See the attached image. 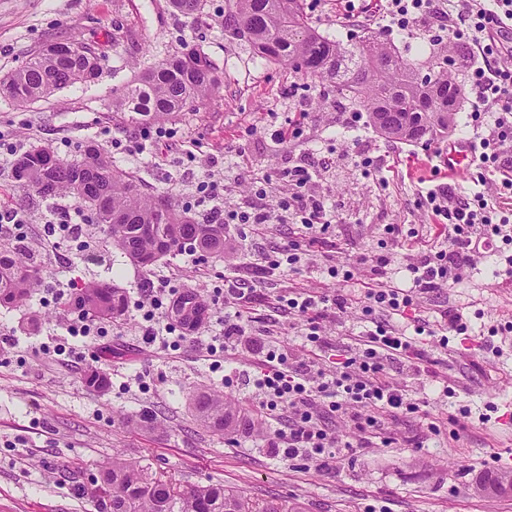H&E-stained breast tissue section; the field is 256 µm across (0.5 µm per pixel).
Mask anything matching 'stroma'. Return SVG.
Masks as SVG:
<instances>
[{
  "label": "stroma",
  "instance_id": "stroma-1",
  "mask_svg": "<svg viewBox=\"0 0 512 512\" xmlns=\"http://www.w3.org/2000/svg\"><path fill=\"white\" fill-rule=\"evenodd\" d=\"M360 3L363 17L356 23L344 18L346 0H305V7L322 35L345 43L378 36L423 74L433 57L448 55L457 81L465 82L474 54L468 42L447 48L427 36L389 31L382 0ZM205 13L204 23L195 25L173 13L168 0H0V78L24 67L39 47L73 36L101 57L93 82L23 106L0 96V215H25L33 228L26 251L49 274L47 287L26 304L0 305V512H95L91 482L118 452L186 488L219 482L254 500L299 504L303 512H512V495L494 497L478 488L485 474L512 471V333L505 330L512 323V277L492 278L489 253L479 252L459 282L413 299L416 316L434 329L444 311L462 313L467 336H450L445 346L426 338L421 375L385 365L387 377L407 385L411 398L427 401V414L400 415L366 448L350 422L325 417L355 449L338 463L315 467L281 461L268 448L273 428L249 381L258 356L240 350L237 371L228 375L206 351L225 317L235 313L224 302L225 279L250 278L275 247L294 239L297 225H281L271 238L228 224L233 257L184 250L147 270L105 245L92 224L90 249L62 254L47 244L42 226L56 201L22 200L11 178L14 159L34 147L68 163L79 159L86 140H95L110 160L137 174L145 193H170L197 219L206 208L200 183L223 186L225 210L240 211L255 200V177H265L272 202L288 191L284 168L313 170L310 188L335 219L314 242L302 243L298 270L279 268L257 284L243 316L249 336L300 360L312 348L305 323L285 322L275 309L288 284L346 296L352 285L329 282L325 268L357 264L366 273L370 261L384 256L390 277L408 285L404 236L433 221L419 204L422 193L446 185L462 195L480 190L475 168L452 177L444 163L449 143L474 134L469 102H461L445 137L418 143L385 138L358 105L322 97L306 76L225 36L224 0H207ZM186 43L207 54L222 86L156 124L113 121L112 100L123 87ZM160 128L165 137H157ZM392 224L402 236L389 233ZM148 278L169 281L178 293L197 291L209 306L206 324L192 334L176 330L172 347H147L137 303ZM91 279L125 288L124 321L106 323L105 335L88 339L70 357L44 355L43 346L67 338L68 311L53 301V290ZM36 312L41 324L25 330ZM92 368L107 376V391L86 386ZM442 379L454 391L445 404L436 400ZM201 390L223 393L253 427L210 433L192 409Z\"/></svg>",
  "mask_w": 512,
  "mask_h": 512
}]
</instances>
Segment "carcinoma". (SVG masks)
I'll list each match as a JSON object with an SVG mask.
<instances>
[{"mask_svg": "<svg viewBox=\"0 0 512 512\" xmlns=\"http://www.w3.org/2000/svg\"><path fill=\"white\" fill-rule=\"evenodd\" d=\"M224 32L247 42L256 55L283 63L309 75L332 92H347L367 112L374 126L391 139L419 142L448 132L460 106L463 89L442 64L424 76L387 43L366 38L343 44L320 34L310 24L302 0H225ZM206 0H169L172 11L187 19L203 14ZM100 57L82 41L70 38L48 44L27 65L0 81V93L29 103L98 75ZM222 84L212 61L196 46L149 66L123 90L112 111L127 124L161 121ZM13 178L27 197L73 198L90 214L113 247L132 263L166 256L189 247L224 254V225L201 223L187 216L167 194L147 195L139 178L104 156L90 141L82 158L64 163L43 148L19 155ZM44 267L20 244L0 243V302L22 305L42 285ZM75 305L89 316L114 321L125 315L124 288L105 280H90L77 290ZM171 317L185 330L199 329L207 319V304L193 290L183 291L171 307ZM197 421L215 435H224L239 422L237 409L224 395L201 391L193 398ZM108 495L91 494L97 512H301L293 503L253 501L220 483L187 490L149 474L148 469L120 454L100 472ZM172 494L161 507L157 487Z\"/></svg>", "mask_w": 512, "mask_h": 512, "instance_id": "carcinoma-1", "label": "carcinoma"}]
</instances>
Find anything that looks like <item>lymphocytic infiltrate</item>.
Here are the masks:
<instances>
[{"label": "lymphocytic infiltrate", "mask_w": 512, "mask_h": 512, "mask_svg": "<svg viewBox=\"0 0 512 512\" xmlns=\"http://www.w3.org/2000/svg\"><path fill=\"white\" fill-rule=\"evenodd\" d=\"M384 16L393 29L408 32L421 22L441 31L448 41L464 37L474 45L477 56L469 66L465 88L474 116L483 120L486 129L472 144V164L481 175L483 189L469 199L447 186L423 197L436 224L415 237L417 252L408 265L410 288L395 285L387 276V259L380 258L361 293L330 300L294 292L287 300L289 315L311 324L330 306L343 311L361 304L371 311L405 316L415 293L459 281L472 266L480 243L499 258L504 274H512V208L507 205L512 198V173L503 163L505 154L512 152V48L499 39L512 22V0H385ZM308 182L306 171H299L298 192L280 197L273 206L265 202V189L257 188V203L239 212L225 211L216 189L206 190L207 219L213 224L245 225L259 234L294 217L302 234L314 233L329 226L333 215L314 195L303 193ZM172 295L163 281L142 289L139 310L147 343L168 346L173 329L161 324L158 312ZM425 333L422 323L409 332L399 325L377 323L353 335L351 343L337 346L336 364L328 370L305 360L292 366L285 356L267 352L254 379L255 394L267 414L288 422L268 441L274 455L322 467L349 454L351 443L323 425L325 409L373 437L382 433L389 418L405 410L418 412L404 386L386 379L384 364L417 359L418 338Z\"/></svg>", "instance_id": "f902f5d3"}]
</instances>
